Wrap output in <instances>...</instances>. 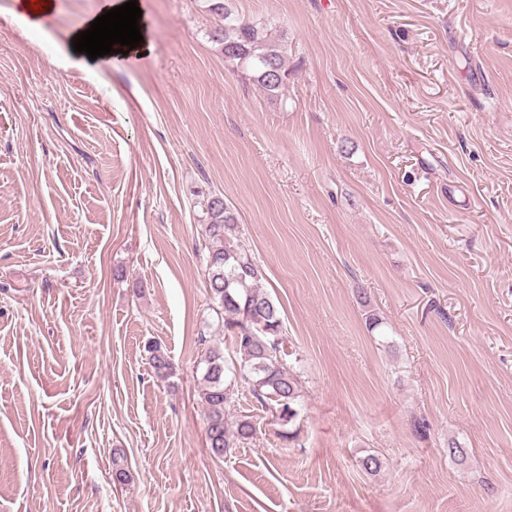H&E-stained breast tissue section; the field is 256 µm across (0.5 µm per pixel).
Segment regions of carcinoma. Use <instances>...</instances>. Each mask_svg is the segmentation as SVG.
Masks as SVG:
<instances>
[{"instance_id": "1", "label": "carcinoma", "mask_w": 512, "mask_h": 512, "mask_svg": "<svg viewBox=\"0 0 512 512\" xmlns=\"http://www.w3.org/2000/svg\"><path fill=\"white\" fill-rule=\"evenodd\" d=\"M208 11L218 17L210 33L221 46L225 60L240 76L259 87L271 101H278L290 71L284 44L269 32L267 24L244 19L228 0H208ZM206 280L214 311L229 332L240 364H230L224 349L207 346L200 379V399L206 420V446L211 456L222 458L230 449L244 445L257 435L251 415H230L238 380L247 382L261 407L284 424L298 416V375L285 357V338L280 310L262 288L263 270L238 237L234 211L218 195L206 206ZM149 364L154 376L166 380L174 366L165 348L148 344Z\"/></svg>"}]
</instances>
